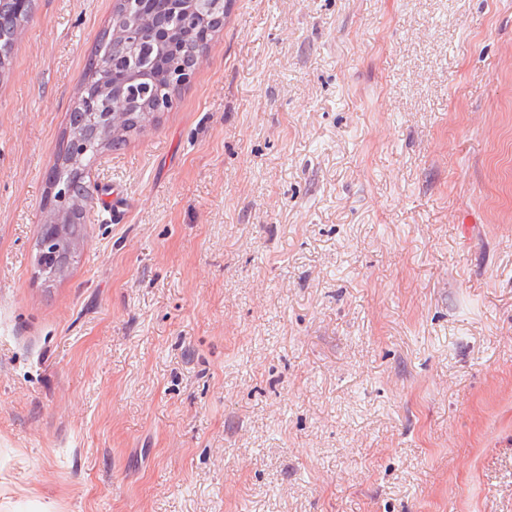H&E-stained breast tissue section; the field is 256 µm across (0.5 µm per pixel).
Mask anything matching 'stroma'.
I'll return each instance as SVG.
<instances>
[{
    "label": "stroma",
    "mask_w": 512,
    "mask_h": 512,
    "mask_svg": "<svg viewBox=\"0 0 512 512\" xmlns=\"http://www.w3.org/2000/svg\"><path fill=\"white\" fill-rule=\"evenodd\" d=\"M115 6L0 75V512H512V0H231L49 282ZM101 126L100 116L96 112H88L83 109L80 99L79 102L68 114L67 129L69 136L67 138V145L65 147V141L59 145L58 149V163L49 170L46 175L50 178L51 176L55 180L62 182L70 181L71 167L67 165L70 161L69 143L71 139L84 131L97 129ZM86 150L85 138L77 136L75 139V152L74 158L80 157ZM46 197L47 221L42 225V234L48 237H54V228L63 224L62 231L57 234L55 248L52 251L41 249L39 255L40 266L48 269L60 268L71 250H76L80 241L86 233V222L84 208L91 197L88 187L76 185L74 196L76 197L75 210L79 214L78 220L66 224L70 217V211L73 208V201L69 192L63 186L53 185L48 189Z\"/></svg>",
    "instance_id": "obj_1"
}]
</instances>
